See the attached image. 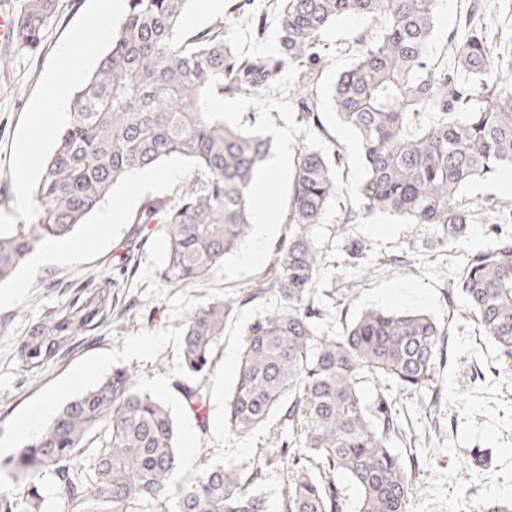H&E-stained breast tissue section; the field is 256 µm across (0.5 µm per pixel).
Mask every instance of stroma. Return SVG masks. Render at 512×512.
Masks as SVG:
<instances>
[{"mask_svg":"<svg viewBox=\"0 0 512 512\" xmlns=\"http://www.w3.org/2000/svg\"><path fill=\"white\" fill-rule=\"evenodd\" d=\"M268 0H252V13H267L264 40H254L246 19L226 28L225 37L247 54L274 51L278 45L275 16L267 12ZM484 25L501 32L512 51V0H441L439 21L432 45L433 59L446 57L449 34L464 35L471 13ZM106 0H59L55 18L44 31L36 53L12 55L8 67L0 66V224L24 219L32 206L34 182L18 186L19 147L30 127L33 103L45 100L46 75L55 69L62 49L74 51L73 62L90 74L107 50L100 26H112ZM369 24L358 17L337 20L322 35L320 63L314 73L313 93L321 110L323 133L305 130L296 121L297 102L291 93L294 74L286 72L276 91L251 98L235 95L230 124L258 129L264 135L282 129L287 142H272L271 152L289 147L291 152L312 147L339 150L342 186L332 201L315 237L324 253V276L317 286L320 302L328 304L337 293L347 296L348 316L366 308L412 310L450 322L452 352L438 385L451 395V403L427 417L418 411V396L402 394L400 407L411 412L413 425L407 442L419 459L415 473L412 512H486L489 502L512 498V359L501 357L478 334L473 315L464 307L448 305V284L468 249L488 246L496 235L512 233V224L476 222L468 228L462 249L453 251L437 242L431 225L405 224L394 216L376 213L360 224H344L353 207L351 189L364 177V161L356 135L342 124L333 109L329 91L337 74L358 54V38ZM159 183L133 189L118 187L104 204L119 219L101 230L96 218L71 234L86 248L75 263H23L14 280L0 284V292L12 299L0 303V426L11 419L42 388L61 377L82 358L101 351L123 349L124 338L140 330L158 331L183 326L193 309L216 300L237 296L274 273L280 244L289 227L283 218L288 209L292 176L284 174L272 198L258 197V208L280 220L276 235L268 238L262 260L240 264L230 255L206 279L193 285H174L161 275L164 240L160 232L140 234L129 218L147 196L168 193L186 181L192 166L182 159L163 162L157 168ZM360 258H353L354 245ZM101 279L114 282V303L92 330L64 347L43 368L27 370L18 351L30 329L64 312L84 290ZM436 420L441 436L426 439L428 420ZM272 436L259 438L251 460L241 463L243 474L260 471L255 487L268 500L269 512H282L281 491L286 460L272 457Z\"/></svg>","mask_w":512,"mask_h":512,"instance_id":"35a3bbf8","label":"stroma"}]
</instances>
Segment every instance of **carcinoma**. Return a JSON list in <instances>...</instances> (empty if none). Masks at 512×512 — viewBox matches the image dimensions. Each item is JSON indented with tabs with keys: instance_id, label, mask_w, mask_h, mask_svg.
I'll return each mask as SVG.
<instances>
[{
	"instance_id": "1",
	"label": "carcinoma",
	"mask_w": 512,
	"mask_h": 512,
	"mask_svg": "<svg viewBox=\"0 0 512 512\" xmlns=\"http://www.w3.org/2000/svg\"><path fill=\"white\" fill-rule=\"evenodd\" d=\"M190 0H127L96 69L74 94L66 126L46 159L32 208L18 224H0V282L40 245L86 223L132 172L171 158L193 167L166 196H149L133 224L162 225V276L189 285L207 277L251 234L256 180L269 142L224 122V94L252 97L279 88L294 69L297 121L322 132L311 74L321 33L358 16L372 28L362 50L332 86L338 119L358 137L365 176L353 189L347 223L388 213L430 224L440 243L460 247L477 208L462 197L475 180L512 169V59L491 52L489 34L469 22L451 39L453 65L434 62L430 45L440 0H272L279 48L243 54L224 29L246 10L235 0L224 20L190 33L181 20ZM56 0H24L14 17V48L34 52L56 16ZM341 154L303 148L295 162L285 215L288 241L274 277L246 295L218 300L186 316L181 361L204 376L235 306L270 290L284 308L258 316L244 347L228 401L231 433L246 435L286 400L280 424L288 438L272 452L287 460L284 512H411L413 468L404 456L394 393H431L448 362L450 323L410 311L363 310L339 335L321 324L328 308L316 286L324 258L314 235L338 195ZM489 224H512V199L482 207ZM105 280L68 310L36 325L22 342L24 367L39 369L112 307ZM461 295L479 335L512 357V237L465 253L448 295ZM137 374L119 367L66 403L44 432L0 462L17 483L0 493V512H43L41 488L53 483L57 512H169L164 488L176 469L170 410L135 391ZM201 430L209 427L204 383H176ZM347 477L359 491L354 506L336 485ZM245 477L216 465L176 482L177 512H268Z\"/></svg>"
}]
</instances>
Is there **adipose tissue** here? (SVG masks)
I'll use <instances>...</instances> for the list:
<instances>
[{
	"instance_id": "1",
	"label": "adipose tissue",
	"mask_w": 512,
	"mask_h": 512,
	"mask_svg": "<svg viewBox=\"0 0 512 512\" xmlns=\"http://www.w3.org/2000/svg\"><path fill=\"white\" fill-rule=\"evenodd\" d=\"M77 74L73 69L72 56L70 52H62L60 63L46 78L48 97L50 99V110L36 108L33 118L32 141L33 146L29 148L25 159L17 171L19 184H26L29 175L35 166L39 152L37 143L44 140L53 130L62 115L67 111L70 103L71 86Z\"/></svg>"
}]
</instances>
